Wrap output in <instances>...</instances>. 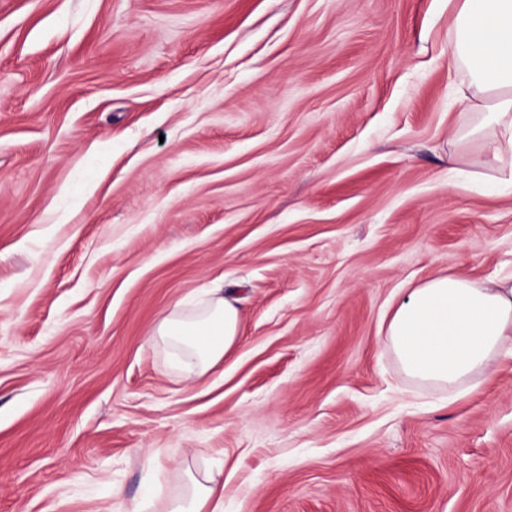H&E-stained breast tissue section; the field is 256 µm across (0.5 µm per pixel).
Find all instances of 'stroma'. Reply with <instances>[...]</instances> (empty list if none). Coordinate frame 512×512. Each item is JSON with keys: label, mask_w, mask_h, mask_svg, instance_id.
I'll return each instance as SVG.
<instances>
[{"label": "stroma", "mask_w": 512, "mask_h": 512, "mask_svg": "<svg viewBox=\"0 0 512 512\" xmlns=\"http://www.w3.org/2000/svg\"><path fill=\"white\" fill-rule=\"evenodd\" d=\"M448 0H0V512H512V356L459 399L380 331L512 275ZM234 288L235 350L154 334ZM190 494L169 505L168 512H223L224 511V481L207 478L203 482L190 476Z\"/></svg>", "instance_id": "stroma-1"}]
</instances>
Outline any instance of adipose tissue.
Wrapping results in <instances>:
<instances>
[{"mask_svg":"<svg viewBox=\"0 0 512 512\" xmlns=\"http://www.w3.org/2000/svg\"><path fill=\"white\" fill-rule=\"evenodd\" d=\"M453 27L450 56L467 71L477 109L470 134L481 142L478 161L512 187V0H458ZM240 326L235 298L223 294L193 317L171 312L155 334L179 348V369L200 378L235 347ZM384 340L409 377L462 393L512 342V278L432 276L395 307ZM168 512H224L223 482L192 480Z\"/></svg>","mask_w":512,"mask_h":512,"instance_id":"obj_1","label":"adipose tissue"}]
</instances>
